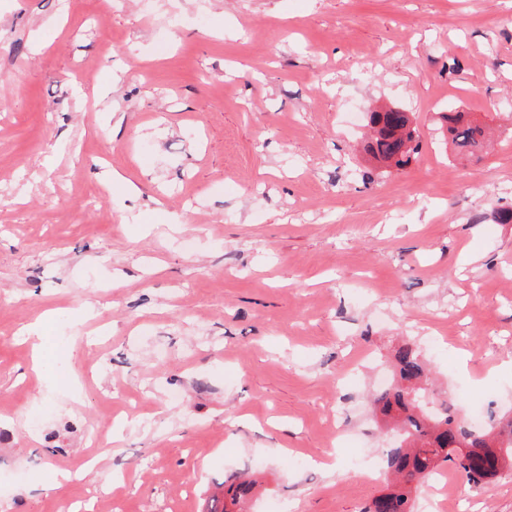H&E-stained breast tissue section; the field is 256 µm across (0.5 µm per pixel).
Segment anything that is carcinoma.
<instances>
[{
	"label": "carcinoma",
	"instance_id": "1",
	"mask_svg": "<svg viewBox=\"0 0 512 512\" xmlns=\"http://www.w3.org/2000/svg\"><path fill=\"white\" fill-rule=\"evenodd\" d=\"M368 125L378 135L366 145V153L386 168L401 170L419 153L421 144L405 148L403 130L410 124L406 112L389 110L367 113ZM441 129L466 159H480L487 128L475 123L466 112H441ZM397 383L376 393L374 404L381 415L397 424L399 440L386 451L387 473L394 483L388 494L377 496L365 512H416L417 492L439 467L446 463L476 486L490 482L498 474L496 461L473 452L460 456L463 448H485L496 443L505 459L512 463V418L486 430L464 425L463 417L451 403L431 406L422 387L428 373L417 347L405 343L393 356ZM256 481L239 476L224 489V499H212L210 512H244L242 504L252 493Z\"/></svg>",
	"mask_w": 512,
	"mask_h": 512
}]
</instances>
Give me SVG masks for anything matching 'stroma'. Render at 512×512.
<instances>
[{
    "label": "stroma",
    "instance_id": "35a3bbf8",
    "mask_svg": "<svg viewBox=\"0 0 512 512\" xmlns=\"http://www.w3.org/2000/svg\"><path fill=\"white\" fill-rule=\"evenodd\" d=\"M381 103L405 169L362 150ZM510 208L512 0H0V512H205L250 468L247 512H361L402 343L512 416ZM440 472L438 512H512V468ZM438 121L443 133L466 159H480L487 137V128L476 124L467 112H440ZM445 134V133H444Z\"/></svg>",
    "mask_w": 512,
    "mask_h": 512
}]
</instances>
